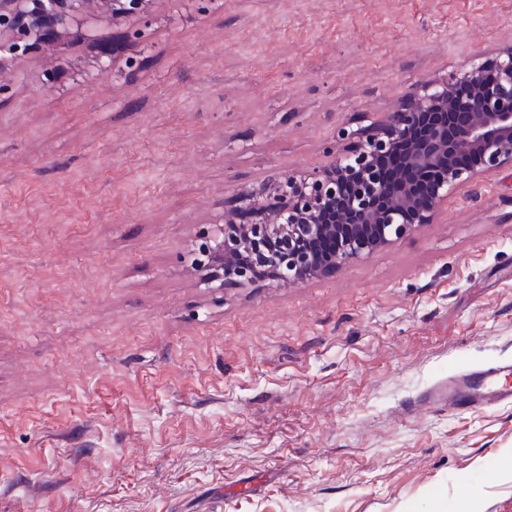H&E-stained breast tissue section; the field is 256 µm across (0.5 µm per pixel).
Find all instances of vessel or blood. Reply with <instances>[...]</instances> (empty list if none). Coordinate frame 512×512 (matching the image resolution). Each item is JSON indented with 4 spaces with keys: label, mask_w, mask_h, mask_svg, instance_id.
Returning a JSON list of instances; mask_svg holds the SVG:
<instances>
[{
    "label": "vessel or blood",
    "mask_w": 512,
    "mask_h": 512,
    "mask_svg": "<svg viewBox=\"0 0 512 512\" xmlns=\"http://www.w3.org/2000/svg\"><path fill=\"white\" fill-rule=\"evenodd\" d=\"M425 399L450 408L512 403V362L472 369L450 377L447 384L430 390Z\"/></svg>",
    "instance_id": "1"
}]
</instances>
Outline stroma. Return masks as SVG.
I'll return each instance as SVG.
<instances>
[{
  "instance_id": "stroma-1",
  "label": "stroma",
  "mask_w": 512,
  "mask_h": 512,
  "mask_svg": "<svg viewBox=\"0 0 512 512\" xmlns=\"http://www.w3.org/2000/svg\"><path fill=\"white\" fill-rule=\"evenodd\" d=\"M95 27L109 72L78 39L0 73V512H512V403L403 411L512 361V169L299 285L192 264L240 186L512 46V0H151Z\"/></svg>"
}]
</instances>
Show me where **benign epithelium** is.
<instances>
[{
  "label": "benign epithelium",
  "instance_id": "obj_1",
  "mask_svg": "<svg viewBox=\"0 0 512 512\" xmlns=\"http://www.w3.org/2000/svg\"><path fill=\"white\" fill-rule=\"evenodd\" d=\"M26 0H0V31L24 30ZM80 0H53L58 37H92ZM347 142L322 169L238 189L220 219L222 240L205 241L199 266L209 288L246 287L261 267L298 284L369 257L420 224L474 177L512 168V46L462 72L422 82L398 107Z\"/></svg>",
  "mask_w": 512,
  "mask_h": 512
}]
</instances>
